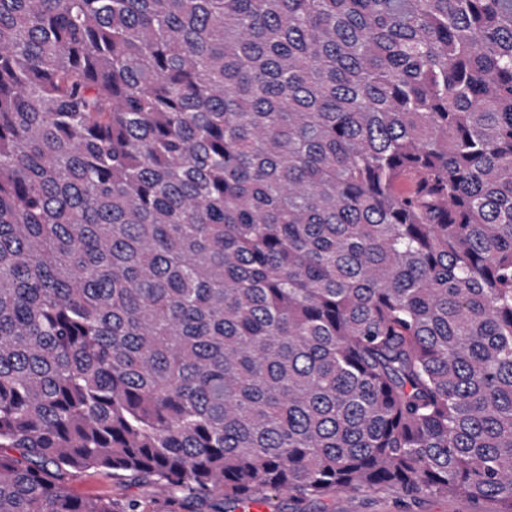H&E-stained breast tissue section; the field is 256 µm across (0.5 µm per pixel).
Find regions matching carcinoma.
Masks as SVG:
<instances>
[{"label": "carcinoma", "mask_w": 512, "mask_h": 512, "mask_svg": "<svg viewBox=\"0 0 512 512\" xmlns=\"http://www.w3.org/2000/svg\"><path fill=\"white\" fill-rule=\"evenodd\" d=\"M90 468L512 512V0H0V512ZM474 506L460 497L428 498L422 500L413 512H474Z\"/></svg>", "instance_id": "cac0c4a2"}]
</instances>
